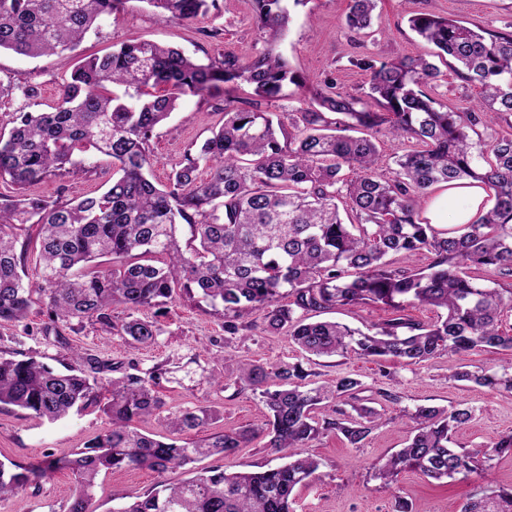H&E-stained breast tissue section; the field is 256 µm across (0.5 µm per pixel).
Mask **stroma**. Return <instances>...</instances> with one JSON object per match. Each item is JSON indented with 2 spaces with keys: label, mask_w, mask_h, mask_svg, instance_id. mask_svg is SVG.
Here are the masks:
<instances>
[{
  "label": "stroma",
  "mask_w": 512,
  "mask_h": 512,
  "mask_svg": "<svg viewBox=\"0 0 512 512\" xmlns=\"http://www.w3.org/2000/svg\"><path fill=\"white\" fill-rule=\"evenodd\" d=\"M348 8L349 0H294L289 6L287 33L276 50L310 82L317 84L330 76L336 78L341 91L355 95L366 87L368 76L351 66L350 58L370 53L388 59L430 53V46L408 26L412 14L435 13L471 27L499 31L512 23V0H377L373 33L368 36L346 27ZM129 39L175 46L202 61L222 57L227 51L246 58L265 46L250 0H219L218 9L210 12L201 28L178 20L158 21L146 0H127L123 11L107 18L75 51L35 59L1 52L0 81L35 86L37 102L44 110L57 103L63 80L84 58L104 54L112 45ZM223 109L224 96L220 93L205 100L182 97L179 110L156 130L150 142L156 160L152 168L155 184H166L185 152L210 136L223 118ZM90 163L95 173L77 169L61 178L28 185L24 192L31 197H53L61 191L69 199L99 194L112 171L111 161L97 154ZM143 316L156 321L162 330L151 347L130 343L97 322L63 329L64 339L59 342L47 334L49 320L36 308L23 322H0V351L31 355L55 367L69 361L70 351L75 348L82 355L109 364V371L98 376L102 382L116 374L143 373L167 364L169 371L160 388L166 412L197 405L210 407L216 414L210 427L214 433L259 427L266 420L258 394L240 389L236 383L240 364L259 363L272 370L301 360L286 332L264 335L243 330L225 339L221 313L205 310L181 296L144 310ZM501 358L498 352L475 350L417 366H396L388 379L377 374L373 363L352 355L307 362V370L319 383L346 373L358 375L365 387L373 390L371 406L381 414L383 425L360 448L334 434L312 441L309 452L319 460L320 467L310 485L295 490V512H392L398 496L411 503L413 512H460L463 503L477 491V478L436 481L406 472L396 483L386 486L373 479L370 466L404 446L411 423L402 419L400 412L420 405L462 404L473 408L474 418L454 434L460 448L487 444L512 433V391L450 379L461 366H492ZM204 373L226 378V386L201 381ZM384 389L396 394L397 402L381 397ZM107 425V417L96 407L48 423L16 407L0 405V461L27 466L49 454L56 458L71 456ZM281 462L280 454L267 448L262 437L231 455L209 460L210 465L224 466L229 472L261 471ZM189 476L184 467L161 475L146 469L108 472L98 480L93 510L111 512L112 507L146 495L157 483L176 484ZM73 489V475L62 469L0 501V512H66Z\"/></svg>",
  "instance_id": "35a3bbf8"
}]
</instances>
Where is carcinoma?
<instances>
[{
	"label": "carcinoma",
	"instance_id": "carcinoma-1",
	"mask_svg": "<svg viewBox=\"0 0 512 512\" xmlns=\"http://www.w3.org/2000/svg\"><path fill=\"white\" fill-rule=\"evenodd\" d=\"M160 20L202 22L216 0H144ZM345 24L370 27L376 0H351ZM126 0H0V50L32 58L75 50ZM266 47L244 60L227 51L203 63L183 51L130 39L85 59L61 88L56 105L16 110L0 133V180L22 188L64 175L82 156L112 160V177L100 194L80 200L10 197L0 203V321L21 322L33 305H45L55 338L72 320L98 322L132 342L151 346L161 328L137 316L180 293L222 310L224 332L247 327L288 331L308 356L354 354L379 366L419 365L446 355L485 349L512 352L503 329L512 312V135L472 142L469 132L512 116V30L473 29L431 13H417L410 28L436 49V57L482 89L476 108L461 112L436 99L441 71L425 57L383 59L370 55L349 63L369 75L367 91L353 96L336 80L308 87L307 78L274 53L288 29L285 0H251ZM292 84L309 89L307 107L261 111L233 95L242 85L269 103ZM135 89L126 102L111 87ZM224 86L219 128L193 145L172 169L168 184L151 179L149 141L171 117L180 96L203 97ZM31 101V85L0 83V98ZM411 139L416 148L395 167L378 168L377 137ZM209 169L206 179L198 171ZM348 169L351 176L342 174ZM471 179L485 186L493 204L468 224L439 230L424 217L433 193ZM39 228V263L26 267V245L16 230ZM195 245L182 246L180 226ZM426 252L418 270L392 267L389 257ZM158 256V263L147 257ZM108 257L111 266L99 268ZM291 297L286 304L283 296ZM382 304L391 317L366 330L336 321H315L339 307ZM427 306V324L406 311ZM126 317L112 322L109 310ZM251 310L261 323L245 326ZM168 372L156 365L103 384L78 361L56 370L18 352L0 355V405H12L39 421L54 422L89 406L102 409L110 427L71 457H47L36 466L0 461V499L59 469L76 479L68 512H93L101 473L148 469L163 474L201 458L231 454L260 434L288 462L262 472L228 473L204 468L177 485L158 484L142 499L113 512H294L293 492L314 479L319 461L309 443L330 433L360 448L383 425L361 404L363 382L354 374L317 384L300 362L274 371L260 364L240 369V382L260 391L265 427L208 434L191 442L177 435L200 433L215 420L206 406L163 414L159 387ZM452 381L512 391V362L457 370ZM348 405L352 412L342 409ZM331 409L333 416H318ZM156 416L172 437L158 439L135 423ZM473 418L468 407L419 406L405 446L372 465L390 484L403 472L425 478L488 479L487 463L512 456V434L485 448H456L453 434ZM461 512H512V486L485 487Z\"/></svg>",
	"mask_w": 512,
	"mask_h": 512
}]
</instances>
